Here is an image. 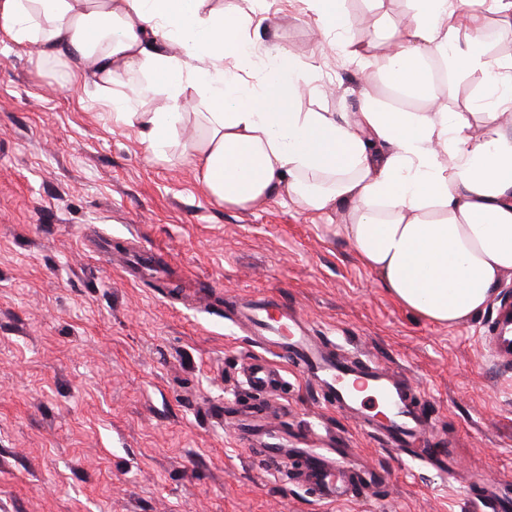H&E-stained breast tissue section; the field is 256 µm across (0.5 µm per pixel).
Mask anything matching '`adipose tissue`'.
Returning a JSON list of instances; mask_svg holds the SVG:
<instances>
[{"label":"adipose tissue","instance_id":"ef3b65f1","mask_svg":"<svg viewBox=\"0 0 512 512\" xmlns=\"http://www.w3.org/2000/svg\"><path fill=\"white\" fill-rule=\"evenodd\" d=\"M378 54L353 46L343 0H307L325 35L363 66L354 112L305 111L310 70L251 50L252 9L212 0H0V34L64 59L104 91L146 152L179 145L207 192L230 208L289 197L311 214L345 207L341 226L402 305L452 325L483 310L512 273V56L488 53L487 27L456 0H411ZM474 75L470 109L438 99L429 65ZM421 111L381 105L377 79ZM199 110H183L186 90ZM164 95L163 106L137 102ZM198 130L178 131L188 120Z\"/></svg>","mask_w":512,"mask_h":512}]
</instances>
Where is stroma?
Instances as JSON below:
<instances>
[{"mask_svg": "<svg viewBox=\"0 0 512 512\" xmlns=\"http://www.w3.org/2000/svg\"><path fill=\"white\" fill-rule=\"evenodd\" d=\"M364 16L377 52L405 0ZM259 52L316 61L302 109L352 112L362 72L328 48L304 0H265ZM341 212L289 198L216 203L187 161L154 159L94 86L58 78L0 36V512H489L467 486L512 487V370L484 336L512 292L454 325L416 316L340 232ZM143 246L167 267L131 278ZM288 304L337 350L409 377L431 437L398 457L328 407L290 365L261 396L289 433L334 434L386 485L327 503L218 416L252 401L243 375L266 357L234 318L238 298Z\"/></svg>", "mask_w": 512, "mask_h": 512, "instance_id": "35a3bbf8", "label": "stroma"}]
</instances>
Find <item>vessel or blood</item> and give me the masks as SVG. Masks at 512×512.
<instances>
[{"label": "vessel or blood", "mask_w": 512, "mask_h": 512, "mask_svg": "<svg viewBox=\"0 0 512 512\" xmlns=\"http://www.w3.org/2000/svg\"><path fill=\"white\" fill-rule=\"evenodd\" d=\"M239 316L259 343L320 386L329 407L349 415L364 431L380 435L387 448L403 455L427 439V417L412 397L414 388L395 370L337 358L318 337L308 335L306 322L286 304L258 298L244 304ZM485 342L500 365H512V302L499 305ZM245 381L255 393L286 384L269 363L248 365ZM380 408L386 412L382 420L375 415ZM238 434L271 460L300 461L301 480L326 501L357 498L386 481L383 473L365 468L327 435L298 438L258 420Z\"/></svg>", "instance_id": "obj_1"}]
</instances>
